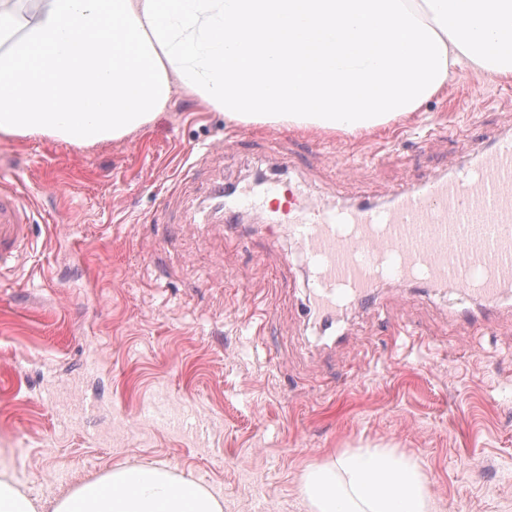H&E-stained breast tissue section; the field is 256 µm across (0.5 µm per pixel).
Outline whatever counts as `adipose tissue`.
<instances>
[{
	"label": "adipose tissue",
	"instance_id": "ef3b65f1",
	"mask_svg": "<svg viewBox=\"0 0 512 512\" xmlns=\"http://www.w3.org/2000/svg\"><path fill=\"white\" fill-rule=\"evenodd\" d=\"M0 0V136L75 146L151 124L174 89L239 123L350 133L410 115L472 70L512 78V0ZM311 512H431L412 459L365 448L309 466ZM0 512H224L171 470L118 466L29 497L0 470Z\"/></svg>",
	"mask_w": 512,
	"mask_h": 512
}]
</instances>
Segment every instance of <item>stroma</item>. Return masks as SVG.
<instances>
[{
    "instance_id": "stroma-1",
    "label": "stroma",
    "mask_w": 512,
    "mask_h": 512,
    "mask_svg": "<svg viewBox=\"0 0 512 512\" xmlns=\"http://www.w3.org/2000/svg\"><path fill=\"white\" fill-rule=\"evenodd\" d=\"M512 135V79L471 71L409 118L343 133L227 121L175 93L143 130L78 147L0 137L34 245L0 273V459L51 499L164 464L224 512H309L305 468L414 459L433 512H512V294L460 336L452 288L384 282L324 330L288 228L210 205L254 174L309 203L380 204ZM384 148L377 167L349 155Z\"/></svg>"
}]
</instances>
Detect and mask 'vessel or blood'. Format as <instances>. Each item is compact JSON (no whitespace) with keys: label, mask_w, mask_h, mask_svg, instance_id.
<instances>
[{"label":"vessel or blood","mask_w":512,"mask_h":512,"mask_svg":"<svg viewBox=\"0 0 512 512\" xmlns=\"http://www.w3.org/2000/svg\"><path fill=\"white\" fill-rule=\"evenodd\" d=\"M268 211V233L289 225L313 268L306 309L334 323L357 303L374 300L381 279L423 281L495 303L512 288V136L495 138L477 161L377 207L316 208L284 192L279 181L244 195ZM28 207L14 185L0 181V269L18 262L29 241Z\"/></svg>","instance_id":"b4317fda"}]
</instances>
